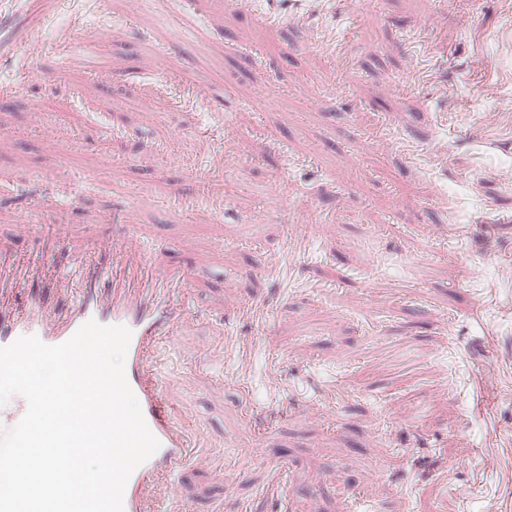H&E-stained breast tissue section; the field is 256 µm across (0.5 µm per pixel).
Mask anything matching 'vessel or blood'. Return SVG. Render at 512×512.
<instances>
[{"label":"vessel or blood","instance_id":"1","mask_svg":"<svg viewBox=\"0 0 512 512\" xmlns=\"http://www.w3.org/2000/svg\"><path fill=\"white\" fill-rule=\"evenodd\" d=\"M178 286L159 256L118 239L100 243L93 258L68 269L41 252L0 256V346L28 335L60 344L91 318L132 331L126 379L160 447L128 479L123 512H193L172 486L196 442L180 425L153 368L159 341L183 316Z\"/></svg>","mask_w":512,"mask_h":512}]
</instances>
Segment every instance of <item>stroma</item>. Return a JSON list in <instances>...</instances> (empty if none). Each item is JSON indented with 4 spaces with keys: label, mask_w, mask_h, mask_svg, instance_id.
I'll use <instances>...</instances> for the list:
<instances>
[{
    "label": "stroma",
    "mask_w": 512,
    "mask_h": 512,
    "mask_svg": "<svg viewBox=\"0 0 512 512\" xmlns=\"http://www.w3.org/2000/svg\"><path fill=\"white\" fill-rule=\"evenodd\" d=\"M1 196L26 220L0 209V252L60 224L70 256L189 272L155 365L209 442L175 477L195 512H279L274 461L286 512H512V0H8ZM292 224L312 247L272 296ZM228 336L245 376L208 356Z\"/></svg>",
    "instance_id": "35a3bbf8"
}]
</instances>
